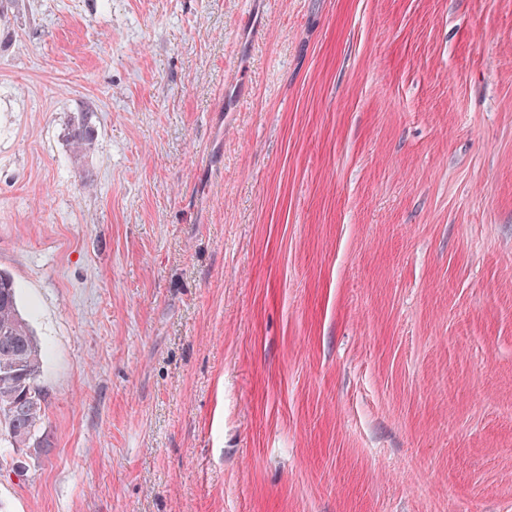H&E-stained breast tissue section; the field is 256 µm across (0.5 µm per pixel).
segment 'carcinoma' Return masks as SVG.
Segmentation results:
<instances>
[{"label":"carcinoma","instance_id":"obj_1","mask_svg":"<svg viewBox=\"0 0 512 512\" xmlns=\"http://www.w3.org/2000/svg\"><path fill=\"white\" fill-rule=\"evenodd\" d=\"M70 138L78 150L89 145L88 113L73 126ZM42 368V351L19 310L14 281L0 272V457L11 448L42 445L48 394L32 396L42 389Z\"/></svg>","mask_w":512,"mask_h":512}]
</instances>
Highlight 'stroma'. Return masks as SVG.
<instances>
[{"label": "stroma", "instance_id": "stroma-1", "mask_svg": "<svg viewBox=\"0 0 512 512\" xmlns=\"http://www.w3.org/2000/svg\"><path fill=\"white\" fill-rule=\"evenodd\" d=\"M0 272V512H512V0H0ZM42 368V351L19 310L14 281L0 272V457L10 448L42 445L48 393L35 401L32 396L34 388L44 389Z\"/></svg>", "mask_w": 512, "mask_h": 512}]
</instances>
